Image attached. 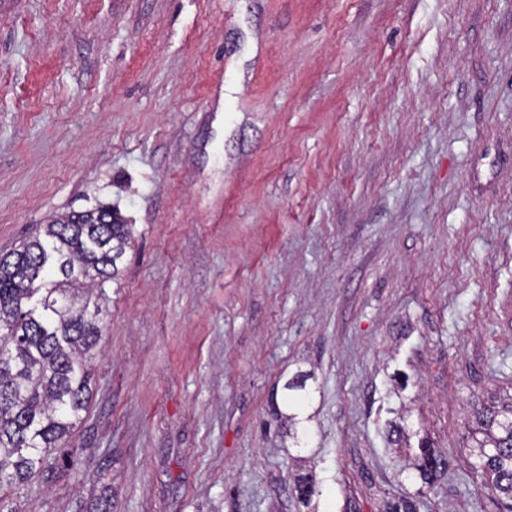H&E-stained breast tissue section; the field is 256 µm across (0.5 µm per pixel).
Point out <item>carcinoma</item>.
<instances>
[{
    "label": "carcinoma",
    "instance_id": "carcinoma-1",
    "mask_svg": "<svg viewBox=\"0 0 512 512\" xmlns=\"http://www.w3.org/2000/svg\"><path fill=\"white\" fill-rule=\"evenodd\" d=\"M130 225L99 206L41 224L0 257V497L65 445L85 410L102 336L93 288L119 276ZM473 449L478 469L512 512V410L490 412ZM440 460L420 449V477Z\"/></svg>",
    "mask_w": 512,
    "mask_h": 512
}]
</instances>
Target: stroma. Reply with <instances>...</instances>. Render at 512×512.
<instances>
[{
  "mask_svg": "<svg viewBox=\"0 0 512 512\" xmlns=\"http://www.w3.org/2000/svg\"><path fill=\"white\" fill-rule=\"evenodd\" d=\"M100 205L90 397L0 512H497L512 0H0V256ZM486 418L485 437L473 449L478 464L475 468L497 492L500 512H512V410L501 414L493 411Z\"/></svg>",
  "mask_w": 512,
  "mask_h": 512,
  "instance_id": "35a3bbf8",
  "label": "stroma"
}]
</instances>
